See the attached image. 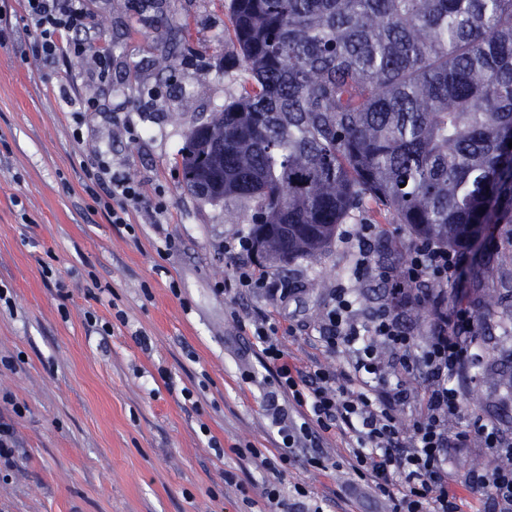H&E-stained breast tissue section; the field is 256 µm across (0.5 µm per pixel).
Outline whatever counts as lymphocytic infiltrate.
I'll return each mask as SVG.
<instances>
[{"mask_svg": "<svg viewBox=\"0 0 512 512\" xmlns=\"http://www.w3.org/2000/svg\"><path fill=\"white\" fill-rule=\"evenodd\" d=\"M24 4L39 54L53 57L65 53L89 60V78L106 81L108 52L85 37L90 25L84 0H24ZM85 174L88 192L103 205L113 223H125L129 212L138 210L156 224L167 210L164 199L147 198L137 182L115 173L103 157H96ZM379 234L377 225L364 224L344 241L354 253L357 274L373 272L388 284L390 306L364 321L348 289L340 288L320 331L328 347L352 352L349 388L336 389L333 376L321 368L292 374L277 328L255 331L263 354L276 367L280 388L310 413L297 432L284 433L283 439L292 446L301 439L314 443L320 432L337 429L357 443L352 451L354 470L369 477L376 489L393 501L395 512H462L461 497L448 489L445 466L451 450L467 447L476 435L496 465L487 472L470 473L466 488L482 498L485 512H512V436L488 425L473 432L448 430L449 420L462 411L464 392L455 379L471 351L461 337L463 329L473 323L468 306L458 303L450 319L441 312L442 297H433L437 315L430 334L420 343L396 314L409 292L427 283L443 287L457 281L466 255L421 238L409 245L408 257L398 272L376 270L371 255ZM382 345L402 352L406 373L422 372L429 382L418 397L422 410L408 433L398 424L397 407L410 394L403 384L389 383L378 357Z\"/></svg>", "mask_w": 512, "mask_h": 512, "instance_id": "lymphocytic-infiltrate-1", "label": "lymphocytic infiltrate"}]
</instances>
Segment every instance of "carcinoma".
Returning a JSON list of instances; mask_svg holds the SVG:
<instances>
[{
  "label": "carcinoma",
  "instance_id": "carcinoma-1",
  "mask_svg": "<svg viewBox=\"0 0 512 512\" xmlns=\"http://www.w3.org/2000/svg\"><path fill=\"white\" fill-rule=\"evenodd\" d=\"M240 96L193 128L182 183L252 203V242L317 262L373 202L420 237L512 224V0H231Z\"/></svg>",
  "mask_w": 512,
  "mask_h": 512
}]
</instances>
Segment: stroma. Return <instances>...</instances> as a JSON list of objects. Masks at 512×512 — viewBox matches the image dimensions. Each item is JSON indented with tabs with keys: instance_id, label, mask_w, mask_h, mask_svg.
<instances>
[{
	"instance_id": "stroma-1",
	"label": "stroma",
	"mask_w": 512,
	"mask_h": 512,
	"mask_svg": "<svg viewBox=\"0 0 512 512\" xmlns=\"http://www.w3.org/2000/svg\"><path fill=\"white\" fill-rule=\"evenodd\" d=\"M110 50L109 81L78 85L100 109L75 126L59 86L83 60L37 57L21 0H0V415L25 410L20 446L0 466V512H265L277 484L282 512H392L350 466V442L329 432L287 450L274 411L304 420L252 336L269 321L290 365L343 370L350 354L318 337L336 288L361 315L388 302L377 277L358 276L340 242L381 224L373 264L399 267L412 233L375 204L339 225L316 263L266 268L288 285L271 299L238 287L224 247L246 233L251 203L210 202L181 184L192 128L237 98L243 69L228 0H85ZM173 59V71L158 66ZM106 153L116 170L169 203L162 225L143 214L115 224L86 192L85 166ZM172 248H165V241ZM485 249L443 289L465 299L482 353L465 364L470 399L456 425L512 435V298L492 315L483 300L512 286V234L488 225Z\"/></svg>"
}]
</instances>
